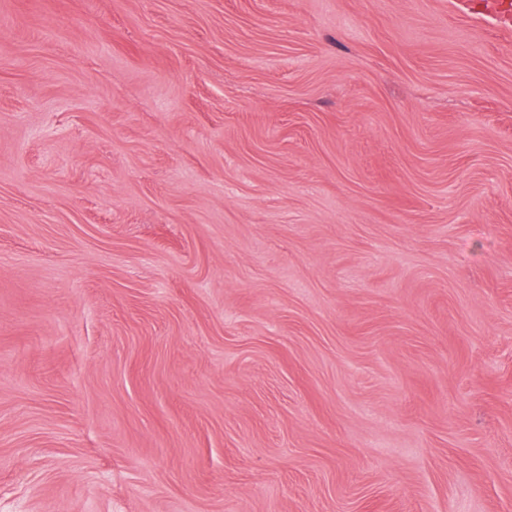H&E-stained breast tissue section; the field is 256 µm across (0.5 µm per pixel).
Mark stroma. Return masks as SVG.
<instances>
[{"label": "stroma", "instance_id": "35a3bbf8", "mask_svg": "<svg viewBox=\"0 0 512 512\" xmlns=\"http://www.w3.org/2000/svg\"><path fill=\"white\" fill-rule=\"evenodd\" d=\"M455 0H0V512H512V30Z\"/></svg>", "mask_w": 512, "mask_h": 512}]
</instances>
